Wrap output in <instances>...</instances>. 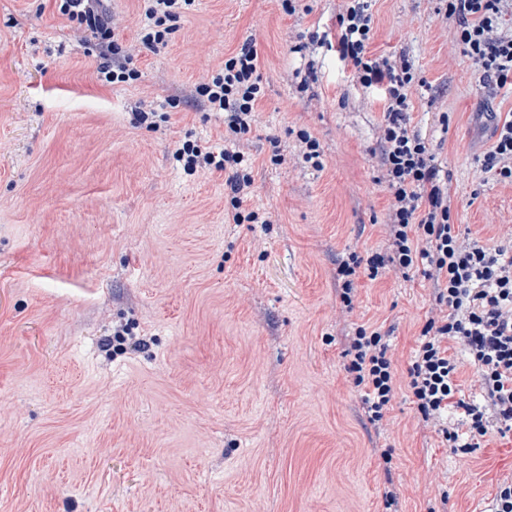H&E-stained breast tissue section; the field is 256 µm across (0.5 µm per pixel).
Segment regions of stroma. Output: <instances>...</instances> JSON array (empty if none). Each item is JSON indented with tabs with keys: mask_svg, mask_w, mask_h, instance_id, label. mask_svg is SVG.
<instances>
[{
	"mask_svg": "<svg viewBox=\"0 0 512 512\" xmlns=\"http://www.w3.org/2000/svg\"><path fill=\"white\" fill-rule=\"evenodd\" d=\"M140 72L106 85L52 0H0V512H483L512 475V439L456 455L403 383L434 315L421 272L354 277L386 253L383 112L335 52L343 0H196L167 46L137 44L141 0H109ZM438 0H373V48L425 84L411 125L448 176L455 221L512 243V185L481 170L512 112L452 43ZM252 41L263 96L239 148L245 209L224 221L221 172L189 175L178 143L224 142V116L187 91ZM181 93L177 107L168 95ZM167 122L134 123L141 101ZM320 144L321 167L300 135ZM281 164H273V154ZM361 325L380 328L402 386L381 427L346 371ZM142 344L119 345L115 327ZM364 258L356 252L349 253L347 259H343L336 268V281L340 287V299L346 308L351 309L353 304V276L356 269L361 266Z\"/></svg>",
	"mask_w": 512,
	"mask_h": 512,
	"instance_id": "1",
	"label": "stroma"
}]
</instances>
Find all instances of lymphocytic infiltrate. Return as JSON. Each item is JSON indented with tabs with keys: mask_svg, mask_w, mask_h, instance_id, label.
<instances>
[{
	"mask_svg": "<svg viewBox=\"0 0 512 512\" xmlns=\"http://www.w3.org/2000/svg\"><path fill=\"white\" fill-rule=\"evenodd\" d=\"M58 12L81 32L99 60L97 73L106 83L139 78L130 55L103 9L102 0H53ZM195 0H145L146 25L141 43L151 50L166 46L176 23ZM372 0H345L335 33L316 41L335 47L354 79L375 92L384 114L382 166L389 195L386 232L391 256L350 253L336 268L344 306H352L353 278L367 267L370 278L393 266L401 274L422 271L432 280L437 313L420 331V344L407 373V388L423 422L433 424L453 453L469 454L490 434L512 435V247L486 246L461 233L452 220L448 185L433 163L427 145L411 127L417 76L407 59L374 53ZM445 13L455 23L454 37L475 64L485 84L512 91V0H446ZM259 53L244 43L225 59L223 68L194 87L208 107L224 115L225 147L184 143L174 157L188 173L227 172L230 224H262L259 212H243L242 195L250 187L243 152L231 142L251 132L262 97ZM494 142L483 160L484 172L512 184V113L493 112ZM462 343L474 368L479 399L465 397L459 382L461 364L450 342ZM346 366L371 424H380L396 394L397 380L389 346L379 329L357 327L346 351Z\"/></svg>",
	"mask_w": 512,
	"mask_h": 512,
	"instance_id": "lymphocytic-infiltrate-1",
	"label": "lymphocytic infiltrate"
}]
</instances>
